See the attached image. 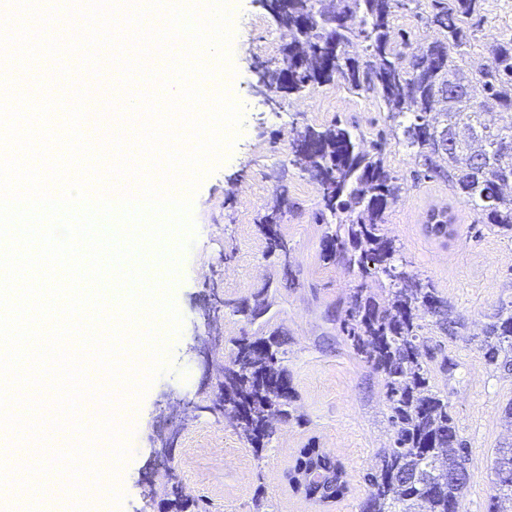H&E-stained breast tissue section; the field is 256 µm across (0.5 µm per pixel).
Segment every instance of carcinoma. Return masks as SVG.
<instances>
[{
    "instance_id": "1",
    "label": "carcinoma",
    "mask_w": 512,
    "mask_h": 512,
    "mask_svg": "<svg viewBox=\"0 0 512 512\" xmlns=\"http://www.w3.org/2000/svg\"><path fill=\"white\" fill-rule=\"evenodd\" d=\"M278 17L293 32L296 55L288 69L268 65L265 85L275 93H299L338 82L375 98L386 113L387 131L370 142L357 126L336 120L308 127L290 139L288 163L317 183L327 225L322 258L353 273L356 284L339 302V328L349 347L381 376L392 436L363 474L367 495L361 512H455L471 483L457 471L469 460V443L459 434L448 393L433 382V371L448 375L456 363L445 354L436 332L449 338L465 330V320L433 282L412 270L396 240L384 229L389 209L404 183L387 163L392 141L406 149L416 169L413 179L448 183L470 203L478 223L512 234V121L491 126L485 115L512 114V38L498 44L483 62L469 60L480 16V0H336V18L320 13L321 0H287ZM409 13L438 28L441 39L420 55H407L391 35L392 19ZM334 42L338 52L328 49ZM362 48L357 54L354 49ZM463 135L444 147L436 125ZM498 187L488 208L478 182ZM281 203L262 218L268 257L288 264V241L278 229ZM449 209L431 210L427 232L454 233ZM267 289L238 303L233 312L254 323L270 309ZM430 320H425V317ZM485 363L512 372V307H500L482 333ZM229 362L217 383L218 405L240 437L259 450L270 442L267 418L275 413L299 426L290 412L295 393L276 332L231 340ZM494 494L489 512H512V446L496 450ZM288 485L306 500L333 503L348 490L343 463L321 448H301L288 468ZM170 512H208V503L177 485Z\"/></svg>"
}]
</instances>
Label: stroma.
I'll return each instance as SVG.
<instances>
[{
    "mask_svg": "<svg viewBox=\"0 0 512 512\" xmlns=\"http://www.w3.org/2000/svg\"><path fill=\"white\" fill-rule=\"evenodd\" d=\"M235 35L230 45L235 102L242 124L231 144L209 164L193 199L194 240L182 255L172 295L181 314L168 342L165 372L139 402L121 404L129 428V456L117 473H106L115 490L96 497L92 512H163L162 479L174 472L185 492L204 497L210 512H252V496L263 487L275 512H360L366 495L362 476L391 435L385 389L350 350L339 331L336 307L355 279L321 258L325 224L319 186L288 163L292 129L320 127L335 120L354 123L366 139L385 128V114L370 97L337 83L303 93L258 95L257 68L280 60L282 32L265 0H225ZM475 49L489 56L493 46L512 38V0H484ZM388 163L407 183L388 212L386 232L399 243L413 268L430 278L467 327L445 339L456 367L436 377L448 394L450 411L470 443V488L460 512H488L495 448L512 444V424L504 408L512 402V374L489 367L479 351L490 315L512 303V238L477 223L471 207L439 180L409 182L413 167L406 152L388 145ZM282 204L281 234L291 247L296 276L286 286L281 262L265 257L260 221L274 202ZM451 208L455 234L429 235L431 209ZM269 289L274 304L267 326L248 323L235 302ZM278 331L285 366L296 398L293 408L304 426L286 421L263 450L240 439L223 413L203 412L216 394L214 376L227 361L231 341L242 335ZM212 349L204 363L198 346ZM197 412L184 414V403ZM315 443L345 465L349 491L323 505L294 494L285 479L299 448ZM172 455L161 456L165 444Z\"/></svg>",
    "mask_w": 512,
    "mask_h": 512,
    "instance_id": "35a3bbf8",
    "label": "stroma"
}]
</instances>
